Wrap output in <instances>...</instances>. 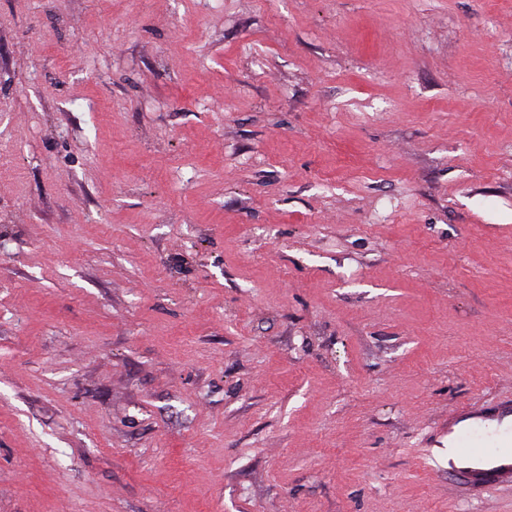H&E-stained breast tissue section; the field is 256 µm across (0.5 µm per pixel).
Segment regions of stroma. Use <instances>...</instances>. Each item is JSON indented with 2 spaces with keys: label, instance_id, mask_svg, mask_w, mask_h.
Segmentation results:
<instances>
[{
  "label": "stroma",
  "instance_id": "stroma-1",
  "mask_svg": "<svg viewBox=\"0 0 512 512\" xmlns=\"http://www.w3.org/2000/svg\"><path fill=\"white\" fill-rule=\"evenodd\" d=\"M512 0H0V512H512ZM448 468L467 474L478 481H494L512 474V450L491 452L480 445L463 450L455 441H450L448 442Z\"/></svg>",
  "mask_w": 512,
  "mask_h": 512
}]
</instances>
